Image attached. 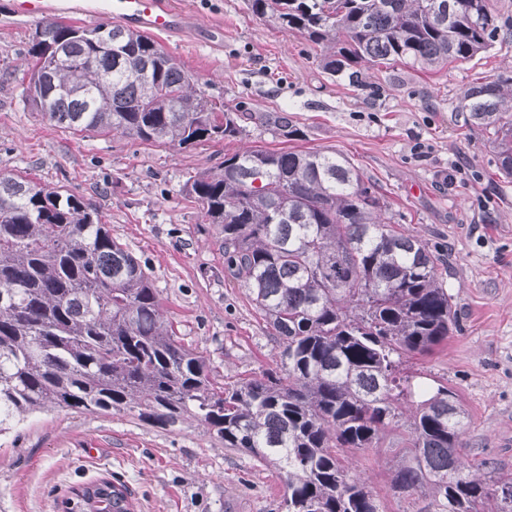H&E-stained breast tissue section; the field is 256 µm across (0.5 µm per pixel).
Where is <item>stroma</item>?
Wrapping results in <instances>:
<instances>
[{"instance_id": "35a3bbf8", "label": "stroma", "mask_w": 512, "mask_h": 512, "mask_svg": "<svg viewBox=\"0 0 512 512\" xmlns=\"http://www.w3.org/2000/svg\"><path fill=\"white\" fill-rule=\"evenodd\" d=\"M174 2L189 28L157 43L197 91L237 115L242 136L182 149L53 125L21 84L36 25L0 0V70L14 73L0 81V172L92 203L147 268L177 335L203 352L218 381L233 383L274 367L276 344L227 272L220 230L204 223L187 182L250 147L340 154L384 198L391 222L444 258L460 330L409 360L407 372L458 394L467 470L512 475V179L501 175L489 133L458 109L462 89L512 71V0H490L507 26L487 51L435 71L366 69L358 85L325 71L318 48L268 25L246 0ZM272 112L287 114L298 136L266 124ZM409 424L402 419L379 454L345 460L382 512L428 506L390 489L393 450ZM102 479L124 487L135 512H278L285 493L274 469L194 421L166 430L133 412L54 410L0 435V512H66L76 491Z\"/></svg>"}]
</instances>
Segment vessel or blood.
I'll list each match as a JSON object with an SVG mask.
<instances>
[{
  "label": "vessel or blood",
  "mask_w": 512,
  "mask_h": 512,
  "mask_svg": "<svg viewBox=\"0 0 512 512\" xmlns=\"http://www.w3.org/2000/svg\"><path fill=\"white\" fill-rule=\"evenodd\" d=\"M15 15L31 21L72 16L85 22L111 17L114 22L145 33H171L185 28V14L173 0H14Z\"/></svg>",
  "instance_id": "1"
}]
</instances>
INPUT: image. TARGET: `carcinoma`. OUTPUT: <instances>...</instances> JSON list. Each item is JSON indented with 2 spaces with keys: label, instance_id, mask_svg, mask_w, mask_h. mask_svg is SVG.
<instances>
[{
  "label": "carcinoma",
  "instance_id": "1",
  "mask_svg": "<svg viewBox=\"0 0 512 512\" xmlns=\"http://www.w3.org/2000/svg\"><path fill=\"white\" fill-rule=\"evenodd\" d=\"M251 11L323 47V68L440 70L488 50L501 31L489 0H248ZM108 27L112 47L89 35ZM64 51L67 64L56 61ZM29 100L55 125L188 148L241 126L194 88L150 37L117 24L52 18L28 50ZM46 72L48 84L36 75ZM469 121L491 129L512 177V77L465 88ZM224 264L266 320L282 372L220 385L206 358L166 323L141 262L96 208L59 188L0 174V433L65 410L174 427L194 420L224 447L285 479L280 512H380L343 453L378 454L405 412L412 423L391 474L399 498L430 512H512V476L464 472L466 411L443 385L413 387L403 360L459 332L440 259L384 217L386 204L329 151L246 149L190 179ZM114 512L113 485L83 489Z\"/></svg>",
  "mask_w": 512,
  "mask_h": 512
}]
</instances>
